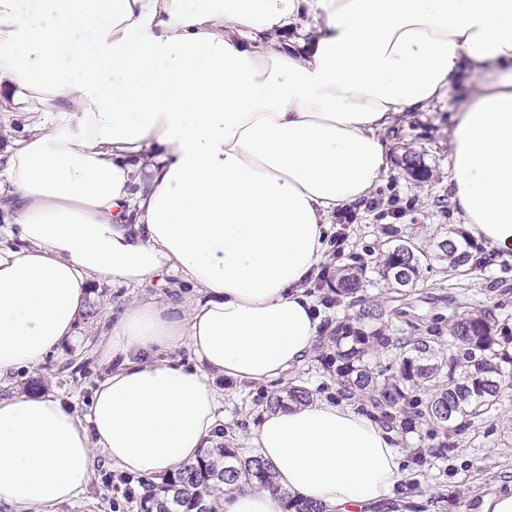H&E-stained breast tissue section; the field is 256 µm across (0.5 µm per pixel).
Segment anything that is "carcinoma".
Listing matches in <instances>:
<instances>
[{
    "label": "carcinoma",
    "instance_id": "obj_1",
    "mask_svg": "<svg viewBox=\"0 0 512 512\" xmlns=\"http://www.w3.org/2000/svg\"><path fill=\"white\" fill-rule=\"evenodd\" d=\"M471 242L455 239L436 244L434 256L456 284L477 263ZM428 255L408 241L378 253L380 277L405 296L417 284ZM361 281L345 268L336 270L330 285L336 303L358 302ZM452 312L448 332L429 326L410 336H397L386 325L388 306L364 305L352 320L336 322L320 337L318 349L336 347L324 365H336L341 396L369 401L387 429L407 434L417 425L434 432L458 433L490 417L501 405L505 371L512 369V333L500 326L490 309L474 310L462 293L448 295ZM311 391L290 385L286 396L273 394L269 405L304 404ZM251 484L279 498L284 512H322V507L292 496L274 481L272 466L259 452L245 454L230 439L220 447L204 448L177 471L142 480L137 512H221L225 489L239 482Z\"/></svg>",
    "mask_w": 512,
    "mask_h": 512
}]
</instances>
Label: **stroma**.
<instances>
[{"label":"stroma","instance_id":"35a3bbf8","mask_svg":"<svg viewBox=\"0 0 512 512\" xmlns=\"http://www.w3.org/2000/svg\"><path fill=\"white\" fill-rule=\"evenodd\" d=\"M481 81V76L460 73L443 99L425 111L398 118L383 134L389 169L381 184L371 198L332 218V226L343 235V244L341 251H329L323 266L362 272L367 299L388 297L386 284L373 269L383 244L398 236L411 239L429 252L449 229L459 227L448 185L451 117ZM475 254L485 257L486 262L467 275L466 297L471 307L493 309L499 322L512 328V261L487 255L481 246ZM190 293L175 273L163 275L145 288L97 285L87 309L77 320L74 340L38 368L15 372L0 383V391L25 390L35 383L71 409L86 413L98 382L111 369L102 360L100 349L108 339L113 316L144 298L185 302ZM448 293L446 275L439 265H432L410 296L413 307L409 316L391 317V330L407 335L417 324L447 327ZM293 383L309 387L316 397L333 400L339 396L335 373L326 370L315 352L302 365L264 386L216 378L215 385L224 396L223 426L233 433L236 447L253 448V428L268 411L270 395ZM398 444L404 451L424 449L425 455L419 464L406 461L409 482L397 486V495L413 492L422 512H468L471 499L506 488L512 482V393L503 397L495 417L456 436L453 447L437 449L436 439L430 437L424 425L399 435ZM140 493V477L104 461L78 499L50 508L49 512H135Z\"/></svg>","mask_w":512,"mask_h":512}]
</instances>
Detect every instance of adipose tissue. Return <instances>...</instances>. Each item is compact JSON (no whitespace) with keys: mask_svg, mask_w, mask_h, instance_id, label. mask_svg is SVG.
<instances>
[{"mask_svg":"<svg viewBox=\"0 0 512 512\" xmlns=\"http://www.w3.org/2000/svg\"><path fill=\"white\" fill-rule=\"evenodd\" d=\"M464 70L486 80L453 116L448 181L512 259V0H0V112L24 123L0 168V378L59 353L96 283L174 271L197 293L118 315L86 417L0 396V508L73 502L102 457L173 472L217 438L214 378L302 364L330 216L386 173L393 119ZM183 347L193 366L167 360ZM253 440L324 512H371L403 477L395 436L325 398L263 413ZM223 510L283 506L246 486Z\"/></svg>","mask_w":512,"mask_h":512,"instance_id":"1","label":"adipose tissue"}]
</instances>
